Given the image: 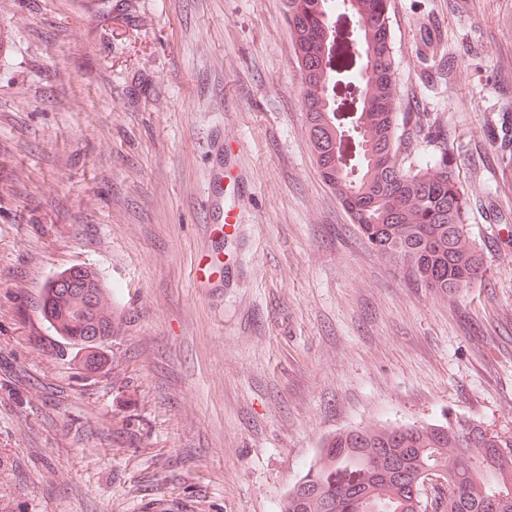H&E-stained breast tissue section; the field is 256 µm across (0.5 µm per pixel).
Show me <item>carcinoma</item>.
<instances>
[{
    "label": "carcinoma",
    "instance_id": "carcinoma-1",
    "mask_svg": "<svg viewBox=\"0 0 512 512\" xmlns=\"http://www.w3.org/2000/svg\"><path fill=\"white\" fill-rule=\"evenodd\" d=\"M284 14L321 178L380 257L434 293L466 287L482 275L483 254L465 224L449 144L413 168L399 162L420 117L397 111L389 0H284ZM104 292L93 270H61L43 288L42 315L62 339L96 349L112 336ZM430 469L451 487L432 512H512V436L465 419L334 434L280 512H413L409 484Z\"/></svg>",
    "mask_w": 512,
    "mask_h": 512
}]
</instances>
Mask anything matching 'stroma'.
I'll return each instance as SVG.
<instances>
[{
  "label": "stroma",
  "mask_w": 512,
  "mask_h": 512,
  "mask_svg": "<svg viewBox=\"0 0 512 512\" xmlns=\"http://www.w3.org/2000/svg\"><path fill=\"white\" fill-rule=\"evenodd\" d=\"M389 25L422 115L401 161L447 139L483 250L457 293L320 177L283 0H0V512H280L336 432L512 434V0H390ZM224 144L233 229L200 205ZM73 266L107 290L97 372L40 310Z\"/></svg>",
  "instance_id": "obj_1"
}]
</instances>
